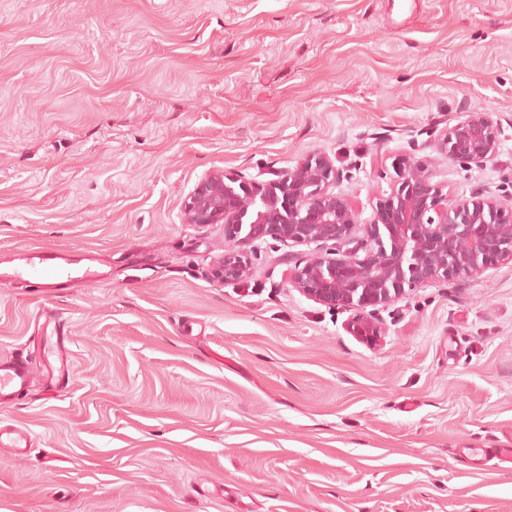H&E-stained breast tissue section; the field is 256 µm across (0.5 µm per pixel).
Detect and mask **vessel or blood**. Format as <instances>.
Segmentation results:
<instances>
[{
    "instance_id": "vessel-or-blood-1",
    "label": "vessel or blood",
    "mask_w": 512,
    "mask_h": 512,
    "mask_svg": "<svg viewBox=\"0 0 512 512\" xmlns=\"http://www.w3.org/2000/svg\"><path fill=\"white\" fill-rule=\"evenodd\" d=\"M96 279L94 272L77 267L67 254L46 249L26 251L20 266L0 271V283L25 282L38 290H64ZM72 343L69 326L54 319L50 322L49 331L43 332L39 338V366H32L25 358H0V448L8 449L16 456L32 452L34 433L26 425L5 417L3 411L11 407L18 397L27 394L36 381H43L52 392L65 389L72 369Z\"/></svg>"
}]
</instances>
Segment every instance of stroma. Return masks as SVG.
Returning <instances> with one entry per match:
<instances>
[{
    "mask_svg": "<svg viewBox=\"0 0 512 512\" xmlns=\"http://www.w3.org/2000/svg\"><path fill=\"white\" fill-rule=\"evenodd\" d=\"M498 162L439 151L473 113ZM322 153L373 223L395 159L449 199H512V0H0V260L90 255L57 294L0 284V357L38 307L73 336L69 388L9 415L0 512H512V262L405 289L370 319L288 285L314 248L251 243L218 283L197 181ZM0 448L15 456L29 455L35 448V435L29 427L8 417H0Z\"/></svg>",
    "mask_w": 512,
    "mask_h": 512,
    "instance_id": "obj_1",
    "label": "stroma"
}]
</instances>
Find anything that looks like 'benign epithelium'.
I'll use <instances>...</instances> for the list:
<instances>
[{"mask_svg": "<svg viewBox=\"0 0 512 512\" xmlns=\"http://www.w3.org/2000/svg\"><path fill=\"white\" fill-rule=\"evenodd\" d=\"M441 151L477 167L496 163L498 127L474 113L448 127ZM390 194L379 200L374 223L361 225L351 203L331 186L341 177L333 161L309 154L265 182L216 170L186 201L190 224L228 226L224 254L210 275L224 283L248 272L246 246L266 236L319 250L290 269L288 284L332 307L362 311L384 306L405 287L475 274L512 261V205L494 196L448 201L427 163L401 159Z\"/></svg>", "mask_w": 512, "mask_h": 512, "instance_id": "obj_1", "label": "benign epithelium"}]
</instances>
